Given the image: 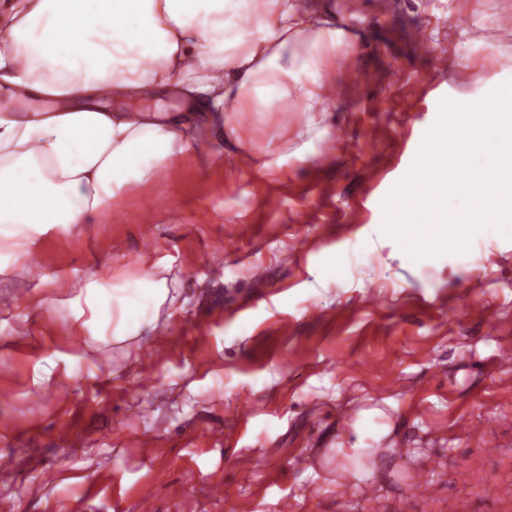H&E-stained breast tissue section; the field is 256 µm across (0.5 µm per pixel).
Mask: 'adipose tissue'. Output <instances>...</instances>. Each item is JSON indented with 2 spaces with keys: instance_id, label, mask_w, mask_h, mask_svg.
Returning a JSON list of instances; mask_svg holds the SVG:
<instances>
[{
  "instance_id": "1",
  "label": "adipose tissue",
  "mask_w": 512,
  "mask_h": 512,
  "mask_svg": "<svg viewBox=\"0 0 512 512\" xmlns=\"http://www.w3.org/2000/svg\"><path fill=\"white\" fill-rule=\"evenodd\" d=\"M304 51H296L301 39ZM335 26L299 0H11L0 19V251L97 224L129 188L198 154L230 111L294 100L326 112ZM177 90L189 112L110 111L102 98ZM163 295L144 272L118 335Z\"/></svg>"
}]
</instances>
